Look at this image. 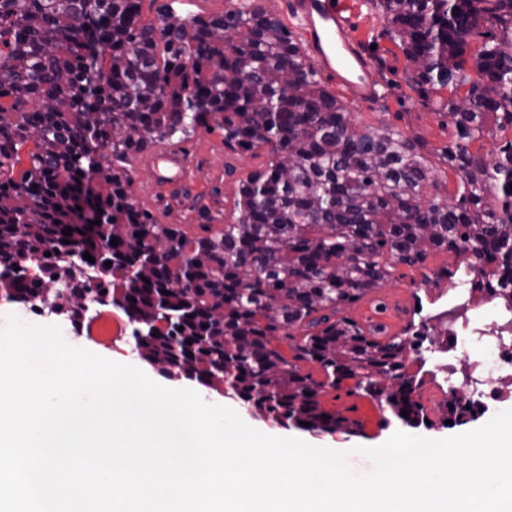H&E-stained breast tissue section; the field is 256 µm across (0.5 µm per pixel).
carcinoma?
Returning <instances> with one entry per match:
<instances>
[{
  "instance_id": "carcinoma-1",
  "label": "carcinoma",
  "mask_w": 512,
  "mask_h": 512,
  "mask_svg": "<svg viewBox=\"0 0 512 512\" xmlns=\"http://www.w3.org/2000/svg\"><path fill=\"white\" fill-rule=\"evenodd\" d=\"M143 2L0 0V297L31 294L16 268L44 262L47 284L87 252L89 287L62 288L44 307L72 319L85 291L117 306L145 361L308 431L353 424L321 400L347 379V395L424 423L423 379L408 371L420 362L416 325L389 336L342 310L395 266L421 267L437 251L462 258L440 279L466 267L512 287V140L469 149L512 129V0H371L408 85L426 100L452 94L436 101L455 130L440 150L461 179L452 199L427 145L386 125L358 129L303 45L255 0L211 15L150 0L148 21ZM199 129L271 160L236 183L233 223L192 234L140 203L132 161ZM483 414L444 405L454 425Z\"/></svg>"
}]
</instances>
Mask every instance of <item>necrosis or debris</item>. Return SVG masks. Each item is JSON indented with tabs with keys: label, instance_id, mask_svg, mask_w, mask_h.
<instances>
[{
	"label": "necrosis or debris",
	"instance_id": "obj_1",
	"mask_svg": "<svg viewBox=\"0 0 512 512\" xmlns=\"http://www.w3.org/2000/svg\"><path fill=\"white\" fill-rule=\"evenodd\" d=\"M473 293L469 279L443 289L448 319L421 338L420 351L444 395L486 408L512 396V306L494 292L476 304Z\"/></svg>",
	"mask_w": 512,
	"mask_h": 512
}]
</instances>
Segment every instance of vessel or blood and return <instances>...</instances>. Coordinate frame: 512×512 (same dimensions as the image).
Here are the masks:
<instances>
[{
    "instance_id": "1",
    "label": "vessel or blood",
    "mask_w": 512,
    "mask_h": 512,
    "mask_svg": "<svg viewBox=\"0 0 512 512\" xmlns=\"http://www.w3.org/2000/svg\"><path fill=\"white\" fill-rule=\"evenodd\" d=\"M291 13L305 36V49L318 69L331 76L355 100L378 97L379 85L370 58L361 48L362 39L352 26L347 5L341 0H291ZM183 156L163 149L149 159L159 178L180 175ZM120 329L109 313L99 314L92 322L89 338L108 347L118 339Z\"/></svg>"
}]
</instances>
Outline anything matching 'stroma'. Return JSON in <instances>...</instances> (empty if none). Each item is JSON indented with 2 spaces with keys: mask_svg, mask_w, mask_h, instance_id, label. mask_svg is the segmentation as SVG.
<instances>
[{
  "mask_svg": "<svg viewBox=\"0 0 512 512\" xmlns=\"http://www.w3.org/2000/svg\"><path fill=\"white\" fill-rule=\"evenodd\" d=\"M353 22L363 38L364 47L368 49L383 96L369 103L348 101L352 122L361 129L387 124L424 141L429 150V167L436 178L443 182L448 194H456L459 177L446 167L439 154L440 149L453 140V127L438 114L434 102L421 99L407 86L405 57L393 41L382 37L384 20L370 0H363L353 15ZM181 147L188 159V177L176 185L162 183L145 165L143 158L133 160V189L137 197L145 202L160 222L185 224L193 232L202 224L232 223L235 185L239 179L266 167L269 161L267 151L231 153L224 147L222 132L209 133L202 129L183 141ZM454 261V256L435 252L423 267H397L376 296H367L349 305L345 313L358 322L367 323L371 320L370 313L376 300H384L389 332L401 333L412 319L414 288ZM95 352L103 357L112 352L122 355L126 364L140 368L150 379L163 386L197 391L204 402L233 409L246 424L266 435L299 438L316 447L348 452V465L358 474H366L373 469L371 461L358 454V447L381 445L391 434L386 412L370 398L351 395L354 383L350 380L344 382L342 389L326 392L322 402L326 408L348 412L350 419L356 421V428L349 432H311L291 424L285 426L277 423L264 412L245 404L233 392L210 390L197 380L170 374L149 364L139 357L133 339L116 343L109 349L96 347ZM421 400L430 422L407 427V434L438 440L474 430L475 425L471 422L453 427L443 426V416L436 408L439 393L433 376H426Z\"/></svg>",
  "mask_w": 512,
  "mask_h": 512,
  "instance_id": "35a3bbf8",
  "label": "stroma"
}]
</instances>
